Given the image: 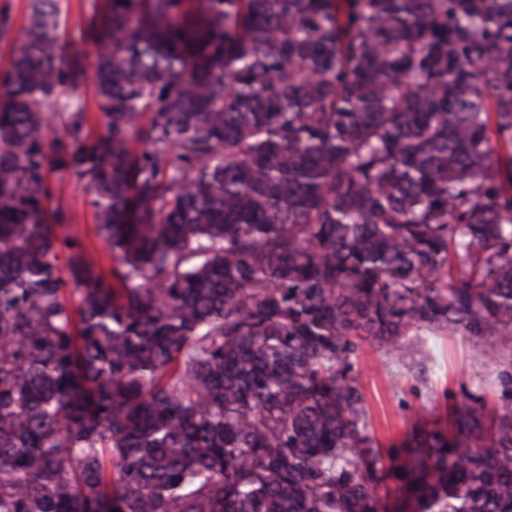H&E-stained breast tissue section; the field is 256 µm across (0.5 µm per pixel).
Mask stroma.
Masks as SVG:
<instances>
[{
    "label": "stroma",
    "instance_id": "obj_1",
    "mask_svg": "<svg viewBox=\"0 0 512 512\" xmlns=\"http://www.w3.org/2000/svg\"><path fill=\"white\" fill-rule=\"evenodd\" d=\"M102 0H59L61 30L73 49L92 59L91 45L81 42L79 31ZM30 0H0V75L8 68L10 52L26 24ZM84 183L68 181L55 191L47 208L61 215L62 231L76 240L91 262L110 268L108 247L94 233V209ZM360 383L367 400L371 433L381 446L400 442L414 415L429 419L445 416L461 390L501 403L500 365L485 353L481 340L453 334L434 338L428 356L414 363L399 361L378 342H368L359 360Z\"/></svg>",
    "mask_w": 512,
    "mask_h": 512
}]
</instances>
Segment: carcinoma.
<instances>
[{"label": "carcinoma", "mask_w": 512, "mask_h": 512, "mask_svg": "<svg viewBox=\"0 0 512 512\" xmlns=\"http://www.w3.org/2000/svg\"><path fill=\"white\" fill-rule=\"evenodd\" d=\"M80 38L91 76L31 0L0 81V512H512L511 406L383 449L357 369L512 352V0H105ZM89 79L104 131L48 139ZM48 182L52 195L46 201V207L62 216L59 224L62 231L76 240L86 253V257L97 266L107 270L111 266L109 248L94 233V208L85 183L73 179L68 181L62 192L57 191L58 175L47 165Z\"/></svg>", "instance_id": "obj_1"}]
</instances>
